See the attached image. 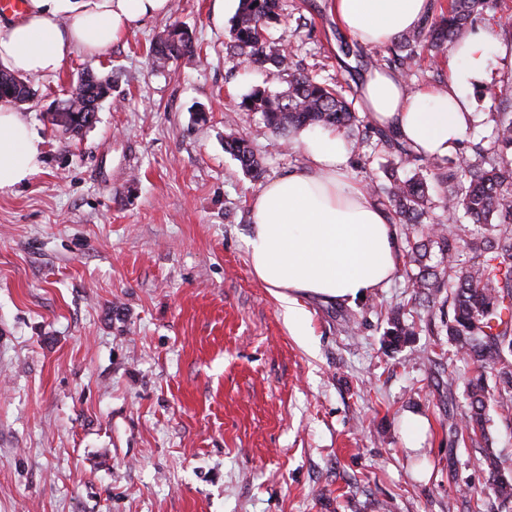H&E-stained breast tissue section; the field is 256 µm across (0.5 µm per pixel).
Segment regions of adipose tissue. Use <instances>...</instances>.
Masks as SVG:
<instances>
[{"label":"adipose tissue","mask_w":512,"mask_h":512,"mask_svg":"<svg viewBox=\"0 0 512 512\" xmlns=\"http://www.w3.org/2000/svg\"><path fill=\"white\" fill-rule=\"evenodd\" d=\"M170 0H26L20 18L0 20V65L18 74L51 76L73 52L97 55L147 19L165 17ZM336 19L366 47L417 28L433 0H333ZM512 56L493 26L461 37L450 50L448 82L409 89L394 71L377 67L361 81V108L374 125L397 133L415 153L453 155L475 120L467 97L491 52ZM303 166L266 183L250 201L249 262L281 303L288 325L308 319L307 298L354 302L396 276L397 230L370 191L348 173L351 148L333 128L304 131ZM42 147L29 121L0 102V192L40 170Z\"/></svg>","instance_id":"1"}]
</instances>
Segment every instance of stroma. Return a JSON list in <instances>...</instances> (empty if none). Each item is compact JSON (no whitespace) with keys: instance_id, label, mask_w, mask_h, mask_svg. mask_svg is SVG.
I'll return each instance as SVG.
<instances>
[{"instance_id":"35a3bbf8","label":"stroma","mask_w":512,"mask_h":512,"mask_svg":"<svg viewBox=\"0 0 512 512\" xmlns=\"http://www.w3.org/2000/svg\"><path fill=\"white\" fill-rule=\"evenodd\" d=\"M267 41L357 101L389 45L343 38L331 0H282ZM188 27L194 54L152 69L148 48ZM216 0H171L167 17L112 47L72 53L21 110L41 170L0 193V512H512L455 433L474 367L448 342L447 309L415 305L406 274L355 305L307 302L304 335L247 254L261 188L224 149V122L252 88L283 90L227 48ZM470 95L477 121L458 151L512 111V60L492 56ZM115 76L81 136L53 126L81 73ZM267 178L302 165L261 117L242 130ZM423 320L383 343L382 310ZM429 423L406 452L407 413Z\"/></svg>"}]
</instances>
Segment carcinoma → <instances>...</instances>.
<instances>
[{
	"instance_id": "obj_1",
	"label": "carcinoma",
	"mask_w": 512,
	"mask_h": 512,
	"mask_svg": "<svg viewBox=\"0 0 512 512\" xmlns=\"http://www.w3.org/2000/svg\"><path fill=\"white\" fill-rule=\"evenodd\" d=\"M488 5V0H447L431 24L407 31L397 39L399 49L421 47L435 55L450 47ZM280 0H240L229 29V50L251 66L273 68L284 78L287 89L270 92L253 89L237 106L238 121L228 124L224 148L253 180L263 178L265 167L239 125L258 113L271 133L282 143L303 128H334L346 133L352 150H361L372 136L380 151L388 155L387 182L373 185L374 195H385L398 224L410 226L406 265L414 270L410 286L421 300L435 304L441 296L452 309L448 318V342L469 358L476 368L467 393L469 413L462 441L483 448L482 464L497 497L512 499V476L504 475L498 457L490 448L488 400L512 412V112L491 114L489 146L479 148L480 163L460 156L423 158L389 130L373 125L354 112L334 89L295 69L288 52L262 36L269 25L280 21ZM195 51L194 39L157 37L150 48L152 65L165 67L170 61ZM84 93L79 109L65 131L77 135L100 108L98 99L112 90L114 80L84 74ZM35 92L18 74L0 68V100L14 104L33 100ZM438 196L430 194L432 185ZM438 208L442 220L427 221ZM486 226L475 234L469 224ZM448 263V272L428 264L432 251ZM469 259L457 262L460 251ZM385 343L396 346L416 335L415 324L403 319V307L384 312ZM493 365L496 382L486 383V365Z\"/></svg>"
}]
</instances>
